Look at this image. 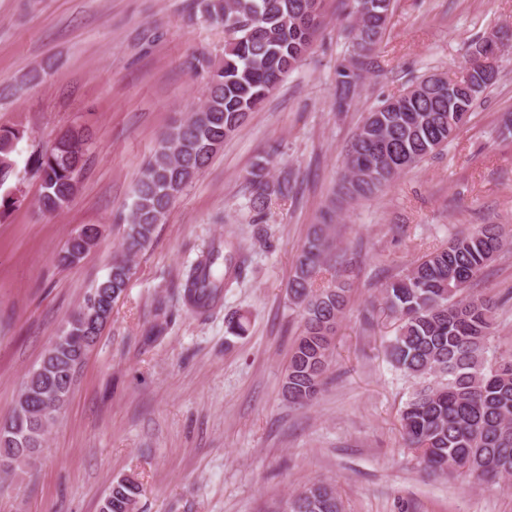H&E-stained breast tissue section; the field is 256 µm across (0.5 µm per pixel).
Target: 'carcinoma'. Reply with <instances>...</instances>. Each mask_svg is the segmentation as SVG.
Here are the masks:
<instances>
[{"instance_id":"obj_1","label":"carcinoma","mask_w":512,"mask_h":512,"mask_svg":"<svg viewBox=\"0 0 512 512\" xmlns=\"http://www.w3.org/2000/svg\"><path fill=\"white\" fill-rule=\"evenodd\" d=\"M351 38L336 66V110L356 101L357 86L372 66V55L358 48H379L393 12V0H347ZM194 18L220 26L224 62L197 60L207 73L204 101L189 116L164 133L160 147L137 181L128 214L123 218L122 250L112 258L104 279L84 297L66 320L61 335L46 350L47 364L27 376L10 416L0 422V476L8 477L39 452L44 434L28 427L36 402L30 396L76 372L88 346L85 336H99L111 318L112 304L130 279L131 257L145 249L156 226L185 187L279 86L310 50L321 24L312 0H195ZM477 99L448 90V84L428 76L414 89L371 108L354 133L344 159L338 199L349 204L373 196L400 173L448 145L468 122ZM23 133L0 130V187L15 177L14 153ZM92 146L90 136L68 129L51 147L32 158L41 181L39 209L58 212L73 199L79 176ZM246 180L250 188L252 223L263 217L274 197H287L291 185L271 173V160L258 161ZM337 214L327 211L294 261L288 296L301 309L303 328L285 367L282 393L289 404L304 407L321 391L334 356L333 336L350 288L339 280L318 286L328 257L336 249L333 226ZM98 235V225L85 224L76 236ZM74 236V237H76ZM69 237L58 262L72 265ZM507 245L499 225L483 224L452 239L416 261L402 275L382 285V309L395 318L394 335L384 349L392 367L419 381L400 411L407 446L425 469L457 472L477 479L512 477V353L491 346L495 302L470 292L473 278ZM246 256L211 244L186 273L183 303L196 314L210 312L224 290L240 282ZM248 317L233 314L227 333L244 336ZM141 485L133 475L112 482L101 512H138ZM288 512H343L336 489L316 482L288 501Z\"/></svg>"}]
</instances>
